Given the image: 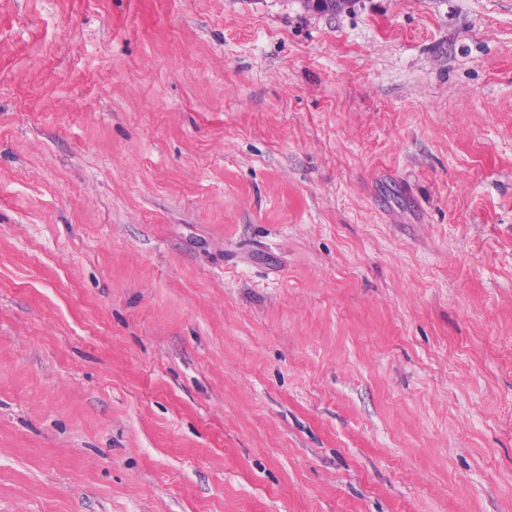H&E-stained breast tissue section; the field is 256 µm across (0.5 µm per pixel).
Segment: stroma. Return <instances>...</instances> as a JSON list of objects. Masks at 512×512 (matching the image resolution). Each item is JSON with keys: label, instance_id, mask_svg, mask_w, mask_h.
<instances>
[{"label": "stroma", "instance_id": "35a3bbf8", "mask_svg": "<svg viewBox=\"0 0 512 512\" xmlns=\"http://www.w3.org/2000/svg\"><path fill=\"white\" fill-rule=\"evenodd\" d=\"M0 512H512V0H0Z\"/></svg>", "mask_w": 512, "mask_h": 512}]
</instances>
